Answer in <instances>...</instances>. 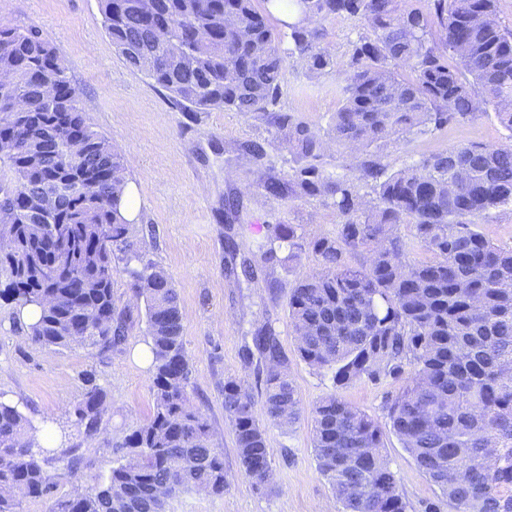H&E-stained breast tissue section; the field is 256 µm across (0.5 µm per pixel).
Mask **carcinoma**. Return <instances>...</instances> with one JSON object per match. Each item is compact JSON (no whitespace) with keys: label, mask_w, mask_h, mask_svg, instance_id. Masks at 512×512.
Here are the masks:
<instances>
[{"label":"carcinoma","mask_w":512,"mask_h":512,"mask_svg":"<svg viewBox=\"0 0 512 512\" xmlns=\"http://www.w3.org/2000/svg\"><path fill=\"white\" fill-rule=\"evenodd\" d=\"M103 25L125 62L196 112L228 109L274 113L288 149L304 164L273 195L331 201L336 235L306 238L299 224H269L259 250L267 265L283 250L310 249L321 271L291 287L289 319L298 357L332 376L334 387L367 378L401 381L386 402L387 420L403 448L453 512H512V247L479 231L494 210L512 204V144H457L397 171L381 146L415 130H441L492 111L512 132V31L497 20L495 0H288L302 20L274 29L255 0H100ZM360 20L370 35L352 46L337 74L342 106L332 117L336 143L366 149L358 174L335 176L318 164L320 134L276 111L285 58L310 69L333 68L320 47L318 24ZM179 41L184 56L172 55ZM288 48H282L283 42ZM0 104L20 96L29 107L15 119L0 111V136L12 186L0 200L10 247L0 252V298L41 308L29 327L45 347L117 345L125 310L116 305L118 266L144 302L151 339L149 421L128 434L122 460L93 488L57 499L50 512H165L167 501L195 489L224 495V454L190 396L191 366L179 295L170 275L146 258L145 241L120 214L126 187L122 155L86 121L79 94L56 48L34 27L0 24ZM55 88L48 98L35 82ZM374 183L368 206L358 182ZM65 182L70 192L46 220L26 201ZM402 224L432 255L407 258ZM349 252H364L358 266ZM263 363L266 423L251 395L224 381V415L235 435L244 474L270 489L267 425L287 429L301 403L275 328L253 332ZM79 422L97 430L103 391L86 378ZM33 425L0 401V512H20L16 489L40 498L50 490ZM317 470L342 512H407L383 453L379 423L335 393L313 409ZM371 456L360 458V449ZM493 452L498 463L470 462Z\"/></svg>","instance_id":"1"}]
</instances>
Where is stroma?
I'll return each mask as SVG.
<instances>
[{"instance_id":"1","label":"stroma","mask_w":512,"mask_h":512,"mask_svg":"<svg viewBox=\"0 0 512 512\" xmlns=\"http://www.w3.org/2000/svg\"><path fill=\"white\" fill-rule=\"evenodd\" d=\"M0 23L35 27L57 48L88 122L125 157L126 175L142 201L138 223L153 229L146 239L148 256L168 271L178 291L193 402L224 453L227 485L220 497L180 494L168 501L166 512H341L317 471L311 411L336 392L381 422L384 405L399 385L389 379H365L338 390L329 374L312 369L297 354L288 288L318 270V261L307 250L270 267L257 246L270 224H299L307 237L315 238L334 235L339 219L325 200L265 191V180H286L295 165L283 133L258 113L192 112L183 107L118 54L103 27L100 0H0ZM320 32L321 45L332 46V58L341 64L352 42L368 30L357 19L338 17L322 22ZM340 105L335 73L320 74L297 65L295 56L287 57L281 111L326 139ZM507 137L490 112L388 142L381 153L396 171L454 144L498 145ZM252 141L263 143V159L243 152V145ZM228 197L238 199L237 212L225 213ZM231 241L236 244L232 250L227 247ZM246 261L254 269L250 280L241 274ZM113 292L118 307L128 313L126 340L117 348L76 345L53 350L35 344L18 306L0 300V398L16 405L32 424L52 416L60 433L45 464L53 489L50 495L23 499L21 512H49L54 498L105 479L118 463L124 437L143 425L152 410L150 366L137 354L150 343L144 304L135 299L124 273L115 274ZM266 322L275 326L288 358L301 415L289 431L269 428L274 489L262 493L241 468L234 433L224 416V382H240L253 397L257 418H264L258 365L246 361L243 351L253 330ZM89 377L106 395L94 434L86 433L74 415ZM383 443L407 512H423L436 501V487L392 431H384Z\"/></svg>"}]
</instances>
